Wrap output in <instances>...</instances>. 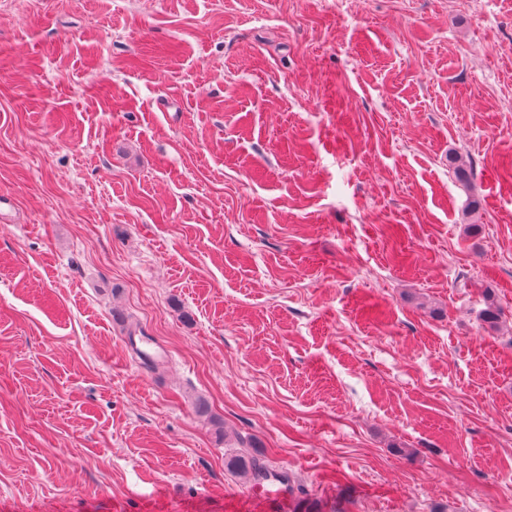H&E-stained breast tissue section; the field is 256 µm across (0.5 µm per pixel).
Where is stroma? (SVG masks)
Returning a JSON list of instances; mask_svg holds the SVG:
<instances>
[{
    "mask_svg": "<svg viewBox=\"0 0 512 512\" xmlns=\"http://www.w3.org/2000/svg\"><path fill=\"white\" fill-rule=\"evenodd\" d=\"M2 196L0 512H512V0H0ZM226 465L236 472L251 475L254 480L267 477L268 470L266 465L263 461L253 457H246L244 455L230 457L227 459Z\"/></svg>",
    "mask_w": 512,
    "mask_h": 512,
    "instance_id": "stroma-1",
    "label": "stroma"
}]
</instances>
